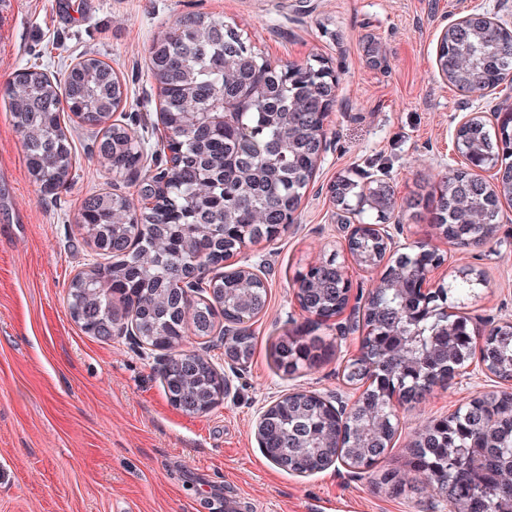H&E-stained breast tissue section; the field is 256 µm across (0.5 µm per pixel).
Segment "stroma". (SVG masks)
I'll return each instance as SVG.
<instances>
[{"label": "stroma", "instance_id": "obj_1", "mask_svg": "<svg viewBox=\"0 0 512 512\" xmlns=\"http://www.w3.org/2000/svg\"><path fill=\"white\" fill-rule=\"evenodd\" d=\"M0 22V512H211L213 495L235 498L240 512H449L407 464L406 446L429 421L448 417L496 377L469 369L438 385L420 403L401 407L399 429L376 469L342 465L314 474L282 470L267 458L255 430L260 413L285 394L313 391L355 402L360 392L342 370L358 355L362 332L313 327L297 298L301 272L343 254L347 216L328 188L339 178L363 181L387 173L400 221L394 235L407 252L437 248L445 262L432 280L461 268L486 283L468 304L449 298V314L512 319V203L503 202L493 235L458 249L439 238L407 203L439 195L461 168L456 129L467 112L512 111V87L477 97L440 77L442 31L473 12L512 29V0H10ZM224 21L278 64L323 58L337 78L324 119L326 150L294 224L236 257L266 282L269 302L253 320L254 354L230 364L221 332L190 336L188 347L210 356L229 390L210 411L188 415L169 401L160 350L132 336L87 335L72 319L68 285L99 257L77 223L90 192L139 203L140 170L114 175L91 155L94 138L79 120L67 127L76 148L75 178L66 192L41 193L27 166L5 87L39 59L48 75L90 54L108 63L125 89L115 120L154 145L164 130L149 46L187 14ZM317 329L333 344L330 358L291 375L278 371L281 338ZM396 471L408 486L391 497L378 484Z\"/></svg>", "mask_w": 512, "mask_h": 512}]
</instances>
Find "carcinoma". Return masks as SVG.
<instances>
[{"mask_svg":"<svg viewBox=\"0 0 512 512\" xmlns=\"http://www.w3.org/2000/svg\"><path fill=\"white\" fill-rule=\"evenodd\" d=\"M512 30L479 21L448 34L443 57L448 81L483 93L490 76L506 81L512 71ZM154 76L161 85L166 131L172 135L152 154L178 153L176 165L156 166L167 178L158 205L137 209L110 192L87 195L79 213L86 236L105 263L75 275L68 288L70 314L81 329L108 339L122 321L135 324L139 339L166 351L161 377L170 402L187 414L214 403L224 378L207 356L182 348L186 336L208 337L217 319L257 317L266 307L267 287L259 279L213 280L201 265L216 266L224 253L270 239L284 224L289 203L300 200L314 173L320 149L319 113L335 95L322 82L318 60L275 64L224 21L188 14L160 32L151 46ZM5 95L14 125L22 133L30 175L57 195L69 187L76 164L63 116L70 112L89 127L106 126L96 143L98 159L114 174L139 168L143 143L136 132L107 124L124 96L112 67L85 56L51 79L41 64L19 70ZM465 135L493 153L509 154L483 127ZM488 182L467 176L455 182L454 200L440 193L430 210L432 224L497 222ZM392 190L382 187L378 207L365 211L377 223L394 209ZM417 253L391 264L399 288L375 286L366 326L377 335L363 339L381 350L385 369L364 390L345 426L324 404L304 394L286 397L264 426L263 451L285 471H324L340 457L376 466L397 431L398 416L384 390L402 404L423 400L431 389L454 377L448 364L473 351L477 338L457 323L443 335L435 317L422 313L406 284L417 273ZM336 257L311 266L298 296L316 326L339 315L341 284ZM332 345L306 331L282 339L274 362L285 374L314 367ZM250 328L224 341V352L245 365L254 354ZM481 355L496 375L512 379V335L495 336ZM412 471L448 500L451 512H512V394L480 393L448 417L429 422L407 445ZM385 493L400 496L405 483L388 471Z\"/></svg>","mask_w":512,"mask_h":512,"instance_id":"cac0c4a2","label":"carcinoma"}]
</instances>
